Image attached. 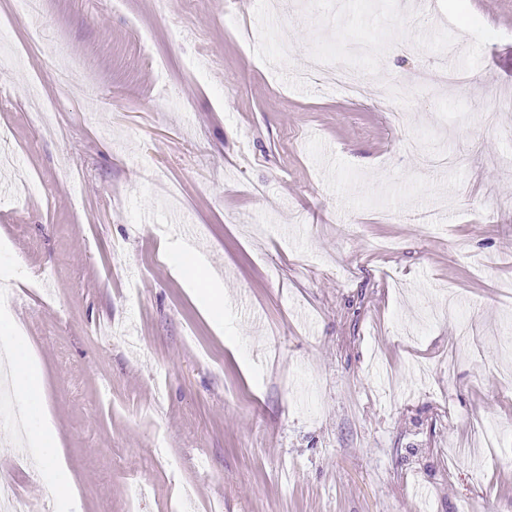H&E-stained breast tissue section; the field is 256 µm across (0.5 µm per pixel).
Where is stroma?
I'll list each match as a JSON object with an SVG mask.
<instances>
[{
    "label": "stroma",
    "mask_w": 512,
    "mask_h": 512,
    "mask_svg": "<svg viewBox=\"0 0 512 512\" xmlns=\"http://www.w3.org/2000/svg\"><path fill=\"white\" fill-rule=\"evenodd\" d=\"M6 14L0 311L79 512H512V112L480 121L512 95V0ZM448 45L466 83L443 78ZM312 53L361 95L296 84ZM166 239L220 277L223 332ZM19 409L0 403V472L63 512ZM320 60L323 67L327 68V75L336 87L349 96H357L361 93L362 85L353 74L344 69L333 68L326 58L321 57Z\"/></svg>",
    "instance_id": "stroma-1"
}]
</instances>
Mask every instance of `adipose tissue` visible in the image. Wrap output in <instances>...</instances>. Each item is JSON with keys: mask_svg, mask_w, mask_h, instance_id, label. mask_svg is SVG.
I'll list each match as a JSON object with an SVG mask.
<instances>
[{"mask_svg": "<svg viewBox=\"0 0 512 512\" xmlns=\"http://www.w3.org/2000/svg\"><path fill=\"white\" fill-rule=\"evenodd\" d=\"M179 258L181 267L191 272L188 287L195 289L202 285L206 286L208 315L215 319L223 317L224 292L217 287L208 262L189 245L183 246ZM20 332L19 325L13 319L0 321V352L10 358L17 399L31 409V424L27 435L33 444L42 447L45 457L54 464L56 474L50 481L48 492L58 500H69L74 497L76 486L66 475L64 456L55 433L48 426V414L41 403L43 377L38 367L30 361L26 351L21 350Z\"/></svg>", "mask_w": 512, "mask_h": 512, "instance_id": "obj_1", "label": "adipose tissue"}]
</instances>
